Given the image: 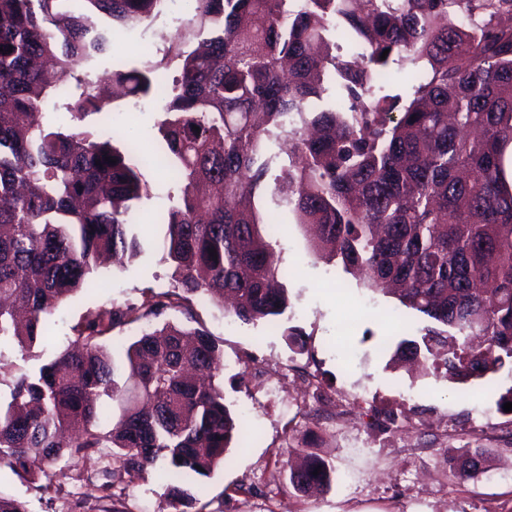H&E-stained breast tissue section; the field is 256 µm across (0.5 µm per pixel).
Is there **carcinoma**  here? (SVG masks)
<instances>
[{
	"label": "carcinoma",
	"mask_w": 512,
	"mask_h": 512,
	"mask_svg": "<svg viewBox=\"0 0 512 512\" xmlns=\"http://www.w3.org/2000/svg\"><path fill=\"white\" fill-rule=\"evenodd\" d=\"M59 2L0 0V47L11 49L0 52V344L22 352L51 345L49 316L97 285L101 258L140 254L130 214L152 192L137 140L118 148L111 126L70 122L103 110L94 75L115 33L140 30L164 2ZM504 16L512 0H186L177 48L113 64L112 84L164 100L159 160L179 195L158 216L166 232L155 247L173 284L139 305L88 311L38 370L0 375V469L33 483L66 454L110 448L103 490L161 460L171 503L204 512L193 480L225 463L248 428L211 382L221 349L204 326L153 320L170 309L194 322L205 300L281 328L279 211L316 227L315 256L426 318L397 356L457 383L512 372ZM338 38L351 52H336ZM134 324L137 337L120 343L135 393L103 435L109 409L98 401L123 391L102 338ZM491 461L475 448L448 467L466 480ZM288 480L299 492L329 486L334 469L310 452Z\"/></svg>",
	"instance_id": "obj_1"
}]
</instances>
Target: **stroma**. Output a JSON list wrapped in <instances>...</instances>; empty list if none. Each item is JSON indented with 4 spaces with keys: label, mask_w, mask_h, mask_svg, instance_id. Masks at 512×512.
<instances>
[{
    "label": "stroma",
    "mask_w": 512,
    "mask_h": 512,
    "mask_svg": "<svg viewBox=\"0 0 512 512\" xmlns=\"http://www.w3.org/2000/svg\"><path fill=\"white\" fill-rule=\"evenodd\" d=\"M167 44L150 36H115L100 58V71L118 61L161 56ZM161 100L135 111L94 113L81 130L109 124L116 139L136 138L155 154L163 120ZM152 195L132 213V230L144 244L140 257L101 273L99 290L81 291L52 315L56 348L73 338V326L88 311L110 303H141L168 290L172 270L153 244L165 228L178 186L161 167L151 168ZM290 307L287 339L267 324H245L210 303L197 307L200 321L223 350L217 378L224 396L251 429L246 443L230 449L226 465L196 484L205 512H512V412L498 404L512 387L502 371L492 387L448 382L433 371L408 372L391 357L397 344L425 325L424 317L390 315L397 301L372 293L341 267L317 260L295 224L276 236ZM471 448L491 449L494 477L454 478L448 458ZM314 451L335 469L329 488L302 493L288 482V465ZM112 451L62 459L44 489L0 470V494L22 502L27 512H110L100 473ZM160 466L147 468L123 490L127 512H175L166 497Z\"/></svg>",
    "instance_id": "obj_1"
}]
</instances>
